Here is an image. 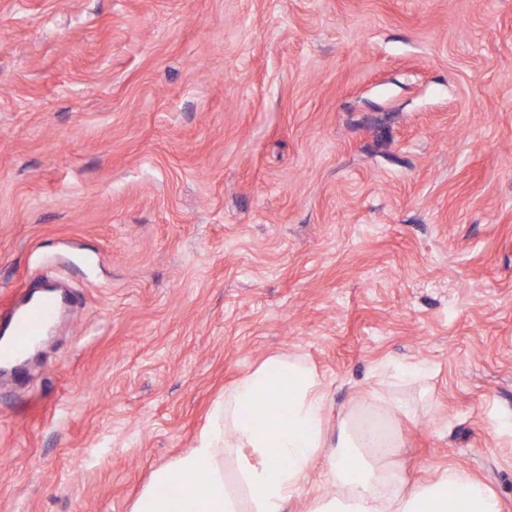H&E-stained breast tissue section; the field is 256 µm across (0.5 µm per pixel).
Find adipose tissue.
Returning <instances> with one entry per match:
<instances>
[{"label":"adipose tissue","instance_id":"1","mask_svg":"<svg viewBox=\"0 0 512 512\" xmlns=\"http://www.w3.org/2000/svg\"><path fill=\"white\" fill-rule=\"evenodd\" d=\"M290 380L279 412L263 406L281 377ZM325 384L300 357L272 354L225 389L194 448L157 469L132 512H167L158 490L178 487L180 512H288L326 458V494L308 497L305 512H499L496 498L466 473L448 467L406 488L393 420L406 405L369 390L352 403L329 442Z\"/></svg>","mask_w":512,"mask_h":512}]
</instances>
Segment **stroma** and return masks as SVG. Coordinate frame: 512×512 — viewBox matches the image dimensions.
I'll return each instance as SVG.
<instances>
[{
	"label": "stroma",
	"instance_id": "35a3bbf8",
	"mask_svg": "<svg viewBox=\"0 0 512 512\" xmlns=\"http://www.w3.org/2000/svg\"><path fill=\"white\" fill-rule=\"evenodd\" d=\"M43 284L0 512H132L274 353L512 512V0H0V316Z\"/></svg>",
	"mask_w": 512,
	"mask_h": 512
}]
</instances>
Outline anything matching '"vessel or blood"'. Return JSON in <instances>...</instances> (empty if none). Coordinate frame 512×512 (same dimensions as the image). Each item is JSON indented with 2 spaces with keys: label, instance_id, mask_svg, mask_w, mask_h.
<instances>
[{
  "label": "vessel or blood",
  "instance_id": "1",
  "mask_svg": "<svg viewBox=\"0 0 512 512\" xmlns=\"http://www.w3.org/2000/svg\"><path fill=\"white\" fill-rule=\"evenodd\" d=\"M58 301L44 294L17 311L0 335V364H18L39 336L54 322Z\"/></svg>",
  "mask_w": 512,
  "mask_h": 512
}]
</instances>
